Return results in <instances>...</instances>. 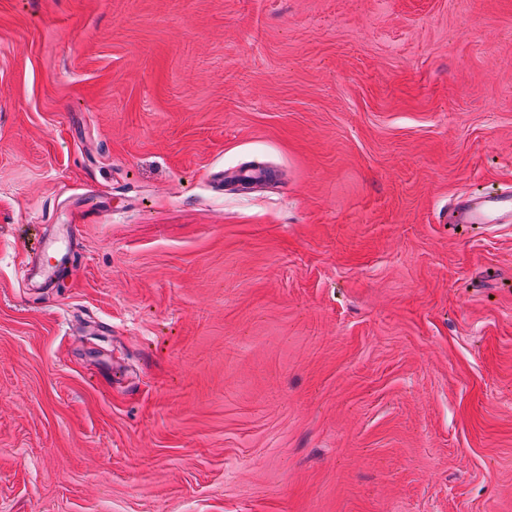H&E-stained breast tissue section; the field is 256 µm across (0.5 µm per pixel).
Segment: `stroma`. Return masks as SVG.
<instances>
[{
	"mask_svg": "<svg viewBox=\"0 0 512 512\" xmlns=\"http://www.w3.org/2000/svg\"><path fill=\"white\" fill-rule=\"evenodd\" d=\"M504 183L512 0H0V512H512ZM277 181L268 177L267 168L261 166L240 167L224 171V187L231 191L247 190L255 186L266 185ZM449 224H511L512 188L468 193L448 207ZM54 251L55 248L45 247L19 268V277L28 288L33 287L35 280H48L55 274L54 266L49 262V255Z\"/></svg>",
	"mask_w": 512,
	"mask_h": 512,
	"instance_id": "1",
	"label": "stroma"
}]
</instances>
